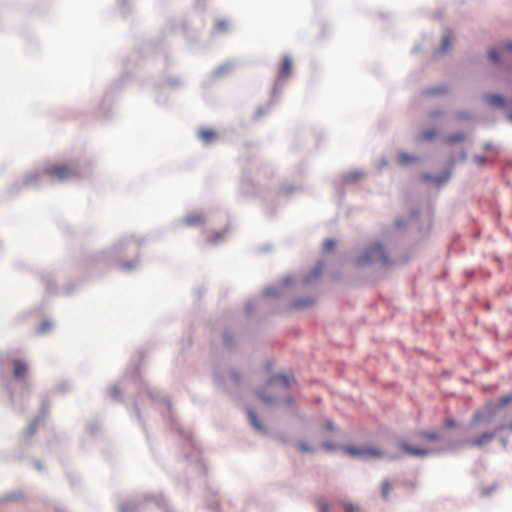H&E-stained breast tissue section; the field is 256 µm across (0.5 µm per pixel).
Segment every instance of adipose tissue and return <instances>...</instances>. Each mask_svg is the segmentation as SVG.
Instances as JSON below:
<instances>
[{"instance_id": "obj_1", "label": "adipose tissue", "mask_w": 512, "mask_h": 512, "mask_svg": "<svg viewBox=\"0 0 512 512\" xmlns=\"http://www.w3.org/2000/svg\"><path fill=\"white\" fill-rule=\"evenodd\" d=\"M441 0H325L333 26H324L306 0H218L227 34L207 56L191 53L174 64L179 82L154 111L131 105L93 127L89 155L103 176L81 190L49 184L29 197L15 195L18 178L31 161L53 153L54 114L73 87L90 75L123 66L129 56V21L114 16L108 0H58L54 13L37 18L40 38L25 53L10 55L12 69L32 74L15 112L1 122L0 134V354H19L39 381H51L63 407L61 422L79 431L92 407L111 392L117 370L139 350L143 336L180 316L192 288L224 282V249L201 253L193 228L169 236L151 258L130 257L126 264L93 283L73 281L53 304L24 312L17 289L18 271L34 239L48 243L60 264H67L85 238H134L155 217L158 203L194 208L193 187L200 169L181 167L182 159L204 155L224 164V152L207 148L205 129H223L224 117L195 109L198 83L220 63L245 51L261 54L272 70L289 72L290 81L272 115L257 127L271 158L280 156V134L302 118L321 125L324 159L344 170L350 160L348 133L374 124L391 89L418 68L415 44ZM90 38L77 55L64 48L78 32ZM321 67L328 90L303 100L299 87L310 62ZM386 73L384 85L347 105L336 102L340 75L363 82L373 70ZM156 290L151 306L135 324L89 320L101 301L127 291ZM126 424L114 425L112 445L99 449L100 466L32 468L0 463V487L39 486L52 497L80 500L85 512H117L112 489L135 482L139 491L165 489L167 477L149 455H136Z\"/></svg>"}]
</instances>
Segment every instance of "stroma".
<instances>
[{
    "label": "stroma",
    "instance_id": "35a3bbf8",
    "mask_svg": "<svg viewBox=\"0 0 512 512\" xmlns=\"http://www.w3.org/2000/svg\"><path fill=\"white\" fill-rule=\"evenodd\" d=\"M447 2V8L430 21L419 48L425 60L419 72L427 80L438 53L461 51L476 33L494 25L512 34V0ZM56 6L57 0H0V46L20 50L38 36L33 25L16 24L17 11L36 17ZM112 10L142 24L143 33L124 68L91 78L67 99L64 111H122L136 97H148L158 86L173 83L172 61L196 46L197 31H207L213 40L225 31L211 0H195L189 13L182 10L180 0H112ZM277 91L266 59L245 53L232 63L217 65L198 84L196 107L223 114L225 127L231 128L223 141L224 152L240 160L239 189L256 216L288 211L305 196L325 195L336 223L299 225L284 243L277 239L278 225L272 224L265 240H253L225 202L230 190L227 172L207 168L194 186L192 214L167 211L136 238L85 241L73 254L72 264L64 267L56 266L49 248L35 250L21 273L24 300L34 309L52 304L53 280L94 281L123 265L129 254L152 255L156 244L183 224L195 226L200 249L225 244L231 253L243 255L245 265L225 274L223 288L196 289L183 314L154 335L169 353L170 368L159 369L149 348H141L120 368L112 394L81 433L60 428L55 399L31 390L29 369L21 357L1 355L0 410L11 412L22 424V445L7 449V456L40 467L75 463L87 449L108 445L112 417L122 413L140 448L170 477L166 493L134 495L136 512H503L504 504L512 501V434L499 437L487 460L458 465L449 482L431 478L421 483L404 471L335 474L314 460L255 457L248 452L252 440L244 429L214 419L198 378L208 333L205 309L268 260L291 251L314 254L324 236L350 237L373 222L395 177L394 135L410 126L416 105L412 98H390L378 121L367 129L363 144L353 145L354 161L340 175L328 178L316 169L323 146L316 123L288 127L280 158L268 157L253 124L266 116ZM88 141V129L64 120L53 158L35 163L29 182L52 181L60 168L71 182L90 185L94 167Z\"/></svg>",
    "mask_w": 512,
    "mask_h": 512
}]
</instances>
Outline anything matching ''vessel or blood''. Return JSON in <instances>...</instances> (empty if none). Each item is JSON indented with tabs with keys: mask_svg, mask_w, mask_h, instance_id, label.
I'll return each instance as SVG.
<instances>
[{
	"mask_svg": "<svg viewBox=\"0 0 512 512\" xmlns=\"http://www.w3.org/2000/svg\"><path fill=\"white\" fill-rule=\"evenodd\" d=\"M408 87L377 219L207 313L200 383L259 452L428 479L512 430V40L440 56ZM376 242L383 259L357 264Z\"/></svg>",
	"mask_w": 512,
	"mask_h": 512,
	"instance_id": "vessel-or-blood-1",
	"label": "vessel or blood"
}]
</instances>
